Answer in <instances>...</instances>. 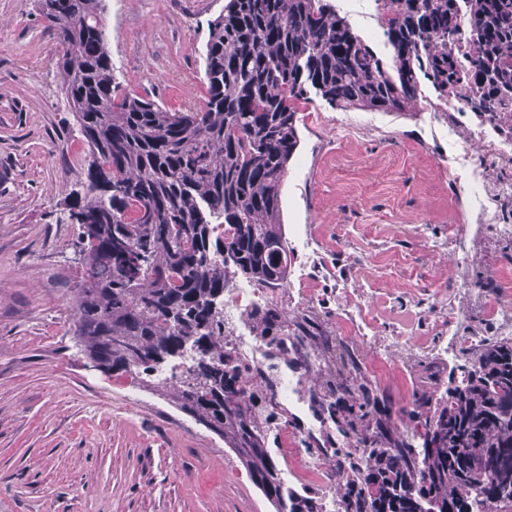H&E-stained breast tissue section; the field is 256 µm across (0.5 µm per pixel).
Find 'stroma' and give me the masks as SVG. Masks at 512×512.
Listing matches in <instances>:
<instances>
[{"label": "stroma", "instance_id": "35a3bbf8", "mask_svg": "<svg viewBox=\"0 0 512 512\" xmlns=\"http://www.w3.org/2000/svg\"><path fill=\"white\" fill-rule=\"evenodd\" d=\"M226 0H104L120 91L173 112L202 105L209 20ZM57 41L35 0H0V512H273L232 449L193 417L92 366L74 336L79 229L91 149L63 92ZM282 187L287 242L317 249L322 273L288 285L325 300L337 270L368 292L378 336L422 352L378 381L408 403L438 327L412 301L462 297L448 146L411 114L301 106Z\"/></svg>", "mask_w": 512, "mask_h": 512}]
</instances>
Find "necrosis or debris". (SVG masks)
I'll list each match as a JSON object with an SVG mask.
<instances>
[{
	"instance_id": "4bbe7bcc",
	"label": "necrosis or debris",
	"mask_w": 512,
	"mask_h": 512,
	"mask_svg": "<svg viewBox=\"0 0 512 512\" xmlns=\"http://www.w3.org/2000/svg\"><path fill=\"white\" fill-rule=\"evenodd\" d=\"M484 91L462 82L447 97L427 100L431 128L444 127L455 148L448 157V189L458 199L462 233L453 247L456 270L466 273L475 258L476 241L493 236L512 243V100L488 114L478 106ZM483 289L467 287L457 300L426 299L416 306L420 316L447 329L444 350L454 353L463 346H476L490 336L512 337V291L499 292L488 306L487 328L468 327L474 298ZM338 327L336 355L348 362L364 364V348L370 347V323L366 300H336ZM295 339L284 340L280 354H273L251 328L238 325L224 338V359L238 368L244 392H251L259 374L272 375L277 399L285 415L270 434L273 450L294 449L299 468L281 469L282 484L292 496H309L321 501L324 512H342L338 483L352 475L340 465L347 440L311 405L307 385L295 365Z\"/></svg>"
}]
</instances>
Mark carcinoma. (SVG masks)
Listing matches in <instances>:
<instances>
[{"mask_svg":"<svg viewBox=\"0 0 512 512\" xmlns=\"http://www.w3.org/2000/svg\"><path fill=\"white\" fill-rule=\"evenodd\" d=\"M476 53L467 79L487 88L482 108L512 93V0H475ZM62 47L67 102L93 162L69 210L93 243L75 286V333L97 367L137 376L224 439L274 512H320L291 498L259 423L282 418L272 378L249 400L224 368V296L233 279L282 288L290 264L281 221L300 106L410 112L429 84L448 95L462 80L448 55L458 0H389L379 57L331 0H227L208 22L202 106L170 112L117 93L103 0H36ZM246 319L274 342L295 337L330 354L319 318L276 302ZM190 366L170 385L147 372ZM394 405L359 369L317 374L311 396L354 448L360 481L343 483V512H512V340L488 338L459 367Z\"/></svg>","mask_w":512,"mask_h":512,"instance_id":"obj_1","label":"carcinoma"}]
</instances>
